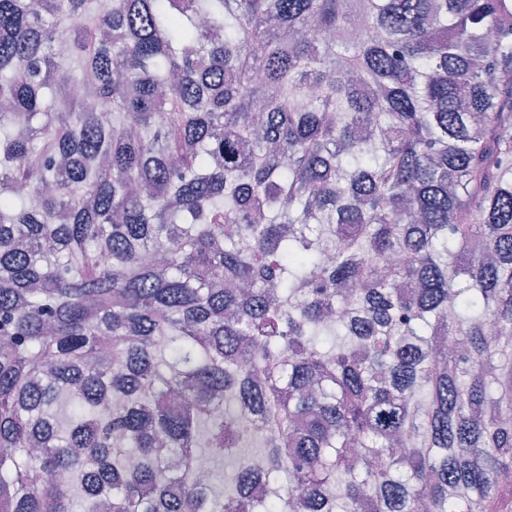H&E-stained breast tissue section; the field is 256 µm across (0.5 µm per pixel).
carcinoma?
I'll use <instances>...</instances> for the list:
<instances>
[{
    "mask_svg": "<svg viewBox=\"0 0 512 512\" xmlns=\"http://www.w3.org/2000/svg\"><path fill=\"white\" fill-rule=\"evenodd\" d=\"M0 102V512H512V3L0 0Z\"/></svg>",
    "mask_w": 512,
    "mask_h": 512,
    "instance_id": "obj_1",
    "label": "carcinoma"
}]
</instances>
